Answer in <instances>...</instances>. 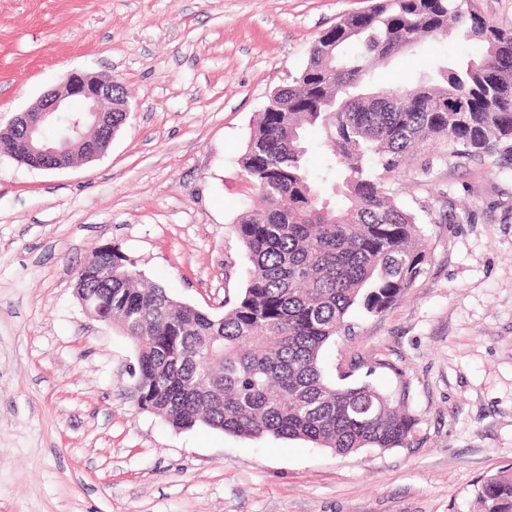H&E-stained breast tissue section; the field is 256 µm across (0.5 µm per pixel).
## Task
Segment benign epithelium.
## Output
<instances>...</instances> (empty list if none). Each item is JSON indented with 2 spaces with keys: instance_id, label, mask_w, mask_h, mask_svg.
Listing matches in <instances>:
<instances>
[{
  "instance_id": "obj_1",
  "label": "benign epithelium",
  "mask_w": 512,
  "mask_h": 512,
  "mask_svg": "<svg viewBox=\"0 0 512 512\" xmlns=\"http://www.w3.org/2000/svg\"><path fill=\"white\" fill-rule=\"evenodd\" d=\"M119 81L108 75L72 71L68 74L62 89H49L40 100L27 110L15 115L8 129L23 132V144L19 157L33 158L43 163V170L57 171L68 168L63 155L72 148L86 145L83 159L87 162L96 160L105 154L97 145L90 142L84 131L86 124L96 129L105 126V135L112 138L113 87ZM82 102V113L75 116L64 133L55 143H47L38 137L42 125L57 112L70 111V102ZM81 304L85 312L94 320L104 324L112 323V310L95 302L91 296L84 295Z\"/></svg>"
}]
</instances>
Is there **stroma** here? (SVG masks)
Listing matches in <instances>:
<instances>
[{"instance_id": "obj_1", "label": "stroma", "mask_w": 512, "mask_h": 512, "mask_svg": "<svg viewBox=\"0 0 512 512\" xmlns=\"http://www.w3.org/2000/svg\"><path fill=\"white\" fill-rule=\"evenodd\" d=\"M373 2L0 0V128L75 69L114 76L133 108L98 160L42 172L0 156V512H477L483 481L512 472L499 155L426 144L387 173L426 231L425 271L383 313L351 312L324 355L332 374L408 389L410 447L339 456L174 429L131 395V342L76 296L80 265L116 244L176 299L223 314L245 286L235 224L258 204L241 167L255 119L321 32ZM480 51L429 39L374 80Z\"/></svg>"}]
</instances>
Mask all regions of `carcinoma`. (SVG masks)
I'll return each instance as SVG.
<instances>
[{
	"mask_svg": "<svg viewBox=\"0 0 512 512\" xmlns=\"http://www.w3.org/2000/svg\"><path fill=\"white\" fill-rule=\"evenodd\" d=\"M454 31L483 54L369 89L376 67ZM307 129L324 135L316 172L304 162ZM426 142L512 158V26L470 0H375L341 17L251 131L241 166L262 207L235 225L248 276L223 315L173 298L117 245L79 268L77 294L100 295L134 345L138 406L175 429L298 439L338 455L409 447L408 391L335 378L323 353L352 310L384 312L424 271L425 230L377 170ZM478 498L482 512H512V475L484 481Z\"/></svg>",
	"mask_w": 512,
	"mask_h": 512,
	"instance_id": "obj_1",
	"label": "carcinoma"
}]
</instances>
